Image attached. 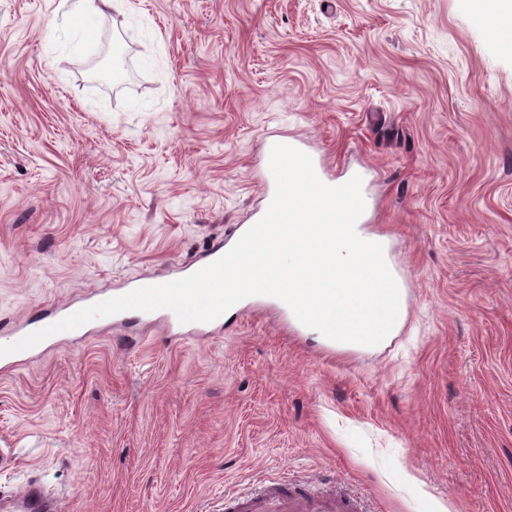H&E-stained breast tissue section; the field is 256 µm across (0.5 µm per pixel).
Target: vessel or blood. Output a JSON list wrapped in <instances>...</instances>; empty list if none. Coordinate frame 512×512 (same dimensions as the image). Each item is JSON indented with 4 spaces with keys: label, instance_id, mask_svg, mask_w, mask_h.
Wrapping results in <instances>:
<instances>
[{
    "label": "vessel or blood",
    "instance_id": "vessel-or-blood-1",
    "mask_svg": "<svg viewBox=\"0 0 512 512\" xmlns=\"http://www.w3.org/2000/svg\"><path fill=\"white\" fill-rule=\"evenodd\" d=\"M111 296V291H99L81 301L55 308L29 323L15 326L6 334L4 342L8 345L15 343L29 333L49 326L82 308L99 303ZM155 316L174 335L207 333L224 324L223 319L220 318L209 323L182 324L171 311L165 309L156 311ZM10 500L11 512H62L63 509L58 498L35 486L11 495ZM246 508L248 512H356L357 505L338 491L311 495L296 488L284 486L273 492L251 497L246 503Z\"/></svg>",
    "mask_w": 512,
    "mask_h": 512
}]
</instances>
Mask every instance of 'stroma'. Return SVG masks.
<instances>
[{
	"instance_id": "stroma-1",
	"label": "stroma",
	"mask_w": 512,
	"mask_h": 512,
	"mask_svg": "<svg viewBox=\"0 0 512 512\" xmlns=\"http://www.w3.org/2000/svg\"><path fill=\"white\" fill-rule=\"evenodd\" d=\"M129 2L70 54L61 0H0V335L203 258L251 222L272 135L367 172L404 322L371 351L267 307L50 347L0 374V489L242 512L225 491L289 481L360 512H512V54L461 0Z\"/></svg>"
}]
</instances>
